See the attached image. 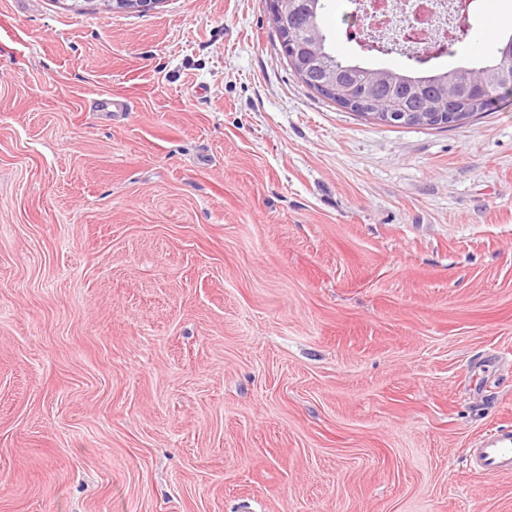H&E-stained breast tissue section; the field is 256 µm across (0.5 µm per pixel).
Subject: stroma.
<instances>
[{"label": "stroma", "mask_w": 512, "mask_h": 512, "mask_svg": "<svg viewBox=\"0 0 512 512\" xmlns=\"http://www.w3.org/2000/svg\"><path fill=\"white\" fill-rule=\"evenodd\" d=\"M508 426L512 98L380 125L268 0H0V512H512ZM469 466L484 474L512 475V427H501L470 448Z\"/></svg>", "instance_id": "1"}]
</instances>
